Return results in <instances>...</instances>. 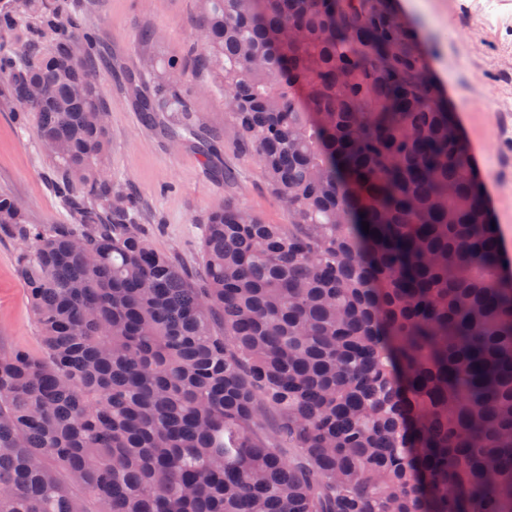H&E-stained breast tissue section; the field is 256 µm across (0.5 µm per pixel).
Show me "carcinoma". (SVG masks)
Wrapping results in <instances>:
<instances>
[{
  "label": "carcinoma",
  "mask_w": 512,
  "mask_h": 512,
  "mask_svg": "<svg viewBox=\"0 0 512 512\" xmlns=\"http://www.w3.org/2000/svg\"><path fill=\"white\" fill-rule=\"evenodd\" d=\"M202 2L200 62L288 223L208 212L200 285L112 190L85 15L0 5V98L71 214L0 194L42 344L0 351V512H512V274L416 30L395 0ZM152 69L143 120L212 164Z\"/></svg>",
  "instance_id": "cac0c4a2"
}]
</instances>
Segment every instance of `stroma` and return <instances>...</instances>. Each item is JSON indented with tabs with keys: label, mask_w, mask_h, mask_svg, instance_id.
Wrapping results in <instances>:
<instances>
[{
	"label": "stroma",
	"mask_w": 512,
	"mask_h": 512,
	"mask_svg": "<svg viewBox=\"0 0 512 512\" xmlns=\"http://www.w3.org/2000/svg\"><path fill=\"white\" fill-rule=\"evenodd\" d=\"M101 54L95 61L108 110L107 140L114 188L130 193L152 247L193 278L202 274L201 217L234 200L267 223L288 213L266 184L256 157L241 148L220 93L191 52L202 24L200 0H78ZM418 32L429 77L455 112L465 144L485 177L487 206L512 259V0H398ZM148 42H141L142 30ZM155 75L179 82L205 128L219 132L221 159L235 180L224 183L191 142L141 123L122 82L142 56ZM53 170L34 130L20 132L0 104V192L26 203L34 224H65L69 215L52 186ZM17 247L0 239V349L39 353V333L15 263Z\"/></svg>",
	"instance_id": "stroma-1"
}]
</instances>
